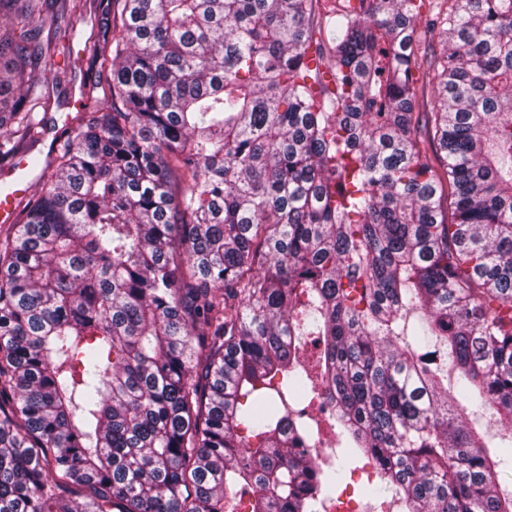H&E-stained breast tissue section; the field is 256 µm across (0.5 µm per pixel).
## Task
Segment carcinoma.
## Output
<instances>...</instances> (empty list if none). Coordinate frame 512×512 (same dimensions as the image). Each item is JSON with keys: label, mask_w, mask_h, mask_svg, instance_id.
Segmentation results:
<instances>
[{"label": "carcinoma", "mask_w": 512, "mask_h": 512, "mask_svg": "<svg viewBox=\"0 0 512 512\" xmlns=\"http://www.w3.org/2000/svg\"><path fill=\"white\" fill-rule=\"evenodd\" d=\"M88 2L0 0L24 62L0 163L42 136ZM314 2L98 0L88 111L0 235V512H227L236 487L312 512L343 466L289 392L336 408L365 494L512 512L466 421L512 431V0H356L327 47Z\"/></svg>", "instance_id": "carcinoma-1"}]
</instances>
